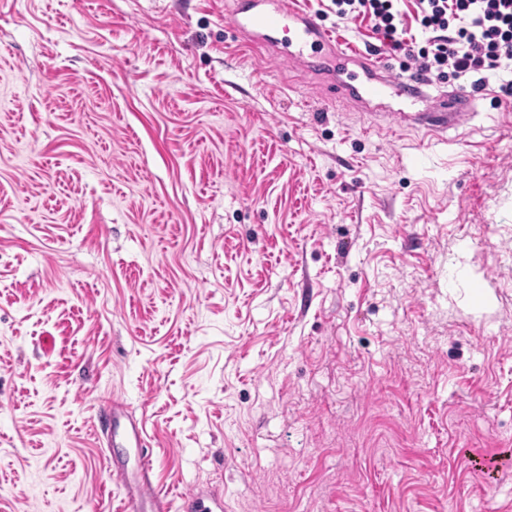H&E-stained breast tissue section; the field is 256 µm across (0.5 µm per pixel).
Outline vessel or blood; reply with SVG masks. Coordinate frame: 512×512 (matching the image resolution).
<instances>
[{"label": "vessel or blood", "mask_w": 512, "mask_h": 512, "mask_svg": "<svg viewBox=\"0 0 512 512\" xmlns=\"http://www.w3.org/2000/svg\"><path fill=\"white\" fill-rule=\"evenodd\" d=\"M231 23L236 30L261 37L268 44H276L278 35H286L285 55L297 60L306 56L335 64L336 41L331 33L323 31L314 19L300 16L291 0H250L249 7L233 5L230 11ZM367 72L359 86V96L373 101L387 94L416 101L424 93V83L410 74L386 81L376 76L377 65L370 58H363ZM472 95L464 90L449 94L445 109L441 112H417L411 115V122L433 136L446 131L453 125L464 124L470 117L468 109ZM101 418L108 420L113 429L121 431L128 447L141 449L142 455L136 472H128L125 465L106 459L105 464L111 475L124 490L122 512H170V502L154 482L153 465L146 453L147 433L142 420L129 415L120 399L99 410Z\"/></svg>", "instance_id": "obj_1"}]
</instances>
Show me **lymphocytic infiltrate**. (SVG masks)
Masks as SVG:
<instances>
[{"label":"lymphocytic infiltrate","mask_w":512,"mask_h":512,"mask_svg":"<svg viewBox=\"0 0 512 512\" xmlns=\"http://www.w3.org/2000/svg\"><path fill=\"white\" fill-rule=\"evenodd\" d=\"M331 2L339 22L370 20L400 72L432 82L464 78L478 91L495 82L512 96V0H413L417 38L407 34L401 0Z\"/></svg>","instance_id":"obj_1"}]
</instances>
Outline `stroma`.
Returning a JSON list of instances; mask_svg holds the SVG:
<instances>
[{
	"label": "stroma",
	"instance_id": "35a3bbf8",
	"mask_svg": "<svg viewBox=\"0 0 512 512\" xmlns=\"http://www.w3.org/2000/svg\"><path fill=\"white\" fill-rule=\"evenodd\" d=\"M230 0H0V512H118L97 413L222 512H512V97L383 112ZM473 101V96L465 91L459 90L445 98L444 110L448 112H415L408 115L405 112H390L387 117H397L403 122L411 121L415 126L424 132L425 135L434 136L446 131L449 126L464 124L474 112H467ZM99 418H104L111 423L112 436H116L119 429L122 430L126 448H141L147 446V433L142 419H136L126 411L125 404L118 398L99 409Z\"/></svg>",
	"mask_w": 512,
	"mask_h": 512
}]
</instances>
